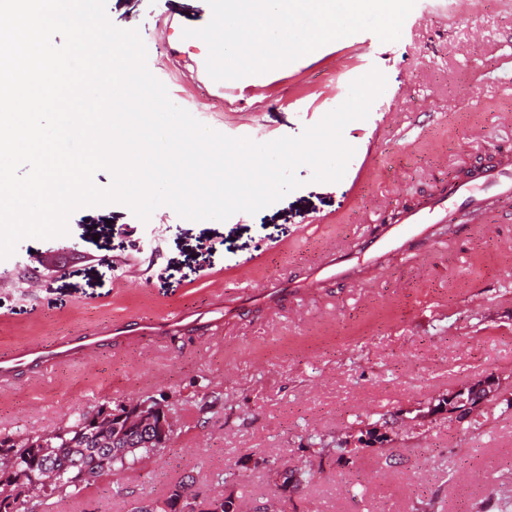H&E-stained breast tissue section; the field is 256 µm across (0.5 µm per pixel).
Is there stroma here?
Listing matches in <instances>:
<instances>
[{
  "label": "stroma",
  "mask_w": 512,
  "mask_h": 512,
  "mask_svg": "<svg viewBox=\"0 0 512 512\" xmlns=\"http://www.w3.org/2000/svg\"><path fill=\"white\" fill-rule=\"evenodd\" d=\"M117 28L138 30L151 74L207 127L265 143L296 137L348 96L386 78L367 118L348 123L343 178L299 188L250 215L190 221L167 206L141 220L111 202L71 213L66 235L25 238L0 259V349L218 302L250 278L295 281L319 254L359 250L397 204L416 202L491 152H512V0H416L401 36L361 31L282 66L228 81L223 100L191 72L206 43L185 29L211 19L207 0H106ZM180 52L173 66L163 42ZM499 377L497 398L465 423L419 429L405 411L470 380ZM222 408L206 411L212 394ZM166 401L177 424L148 466L115 472L49 512H131L181 481L282 512H512V223L433 225L375 269L312 289L277 310L241 307L215 333L107 347L57 372L0 385V434L23 438L81 414ZM386 446L325 466L298 487L319 440L353 439L376 421Z\"/></svg>",
  "instance_id": "obj_1"
}]
</instances>
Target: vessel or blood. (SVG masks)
Here are the masks:
<instances>
[{
  "instance_id": "b4317fda",
  "label": "vessel or blood",
  "mask_w": 512,
  "mask_h": 512,
  "mask_svg": "<svg viewBox=\"0 0 512 512\" xmlns=\"http://www.w3.org/2000/svg\"><path fill=\"white\" fill-rule=\"evenodd\" d=\"M512 200V158H500L494 164L473 170L471 176L449 181L446 189L428 195L415 205L398 212L393 224L364 243L368 263H375L383 252L403 249L406 239L428 235L433 224H456L462 217L476 219L493 214L502 219L504 201ZM349 253H325L314 262L308 276L300 282L269 281L261 291L242 286L234 294L236 302L253 300L277 307L299 291L324 282L345 278ZM223 304H215L211 313L176 311L152 320L115 323L85 336H73L49 343H32L24 348L0 353V383L13 382L22 370L42 375L73 361L91 357L102 344L133 342L144 338L163 343L191 330L208 331L224 323Z\"/></svg>"
}]
</instances>
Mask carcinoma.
Listing matches in <instances>:
<instances>
[{
	"instance_id": "obj_1",
	"label": "carcinoma",
	"mask_w": 512,
	"mask_h": 512,
	"mask_svg": "<svg viewBox=\"0 0 512 512\" xmlns=\"http://www.w3.org/2000/svg\"><path fill=\"white\" fill-rule=\"evenodd\" d=\"M88 415L79 416L68 426L20 441L11 470L0 469V512H45L47 501L55 494L79 491L90 481L112 472L130 469L155 454L148 433L137 424L112 433V425L95 430L86 424ZM344 448L333 440L326 447L312 449L319 461L343 459ZM60 473L59 482L45 491L35 484L30 469L33 457ZM187 492L189 482L182 481L169 494L153 502V512H165Z\"/></svg>"
}]
</instances>
